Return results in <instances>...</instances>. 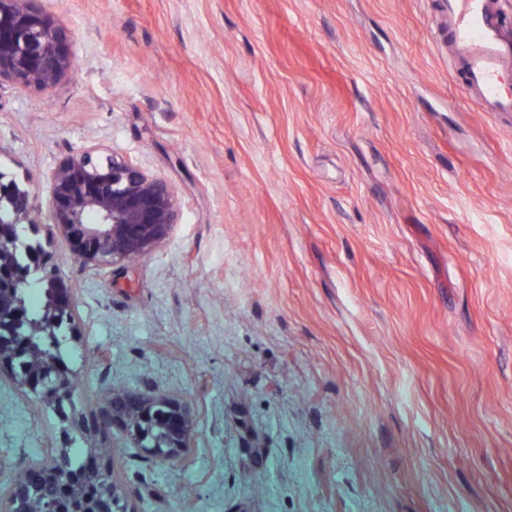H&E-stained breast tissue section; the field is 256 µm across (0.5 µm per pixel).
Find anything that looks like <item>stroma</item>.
<instances>
[{"instance_id": "1", "label": "stroma", "mask_w": 512, "mask_h": 512, "mask_svg": "<svg viewBox=\"0 0 512 512\" xmlns=\"http://www.w3.org/2000/svg\"><path fill=\"white\" fill-rule=\"evenodd\" d=\"M437 2L37 0L74 67L0 82V171L73 291L80 401L196 417L179 463L85 438L135 512H512V117L468 102ZM84 146L178 197L139 261L51 222ZM60 445L1 378L0 491Z\"/></svg>"}]
</instances>
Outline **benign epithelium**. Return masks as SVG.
<instances>
[{
    "mask_svg": "<svg viewBox=\"0 0 512 512\" xmlns=\"http://www.w3.org/2000/svg\"><path fill=\"white\" fill-rule=\"evenodd\" d=\"M72 51L67 33L34 0H0V81L24 88L55 83L70 70ZM31 191L24 183L0 178V372L30 394L43 398L61 424L64 444L72 432L86 427L83 413L68 398L54 396L53 387L67 382L52 351L58 348L57 332L72 338L76 331L71 289L55 271L48 242L39 238L40 225L28 222ZM50 217L69 236L81 260L111 267L146 257L164 240L176 223L178 201L172 188L117 155L103 157L91 147L73 152L59 166L49 200ZM41 285L47 305L38 320L29 317L24 297ZM131 404L139 415L124 428L130 443L156 461H174L190 447L195 426L192 411L165 396L115 394L102 411L107 424L116 409ZM171 413L178 428L165 447L152 448L142 431L145 422ZM90 480L98 494L84 496L86 483L74 480V471L61 453L51 462L22 469L5 494L0 512H61L57 489L66 486L82 501L83 512H128L120 505L121 492L112 471L100 466Z\"/></svg>",
    "mask_w": 512,
    "mask_h": 512,
    "instance_id": "1",
    "label": "benign epithelium"
}]
</instances>
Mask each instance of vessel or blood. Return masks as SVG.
Masks as SVG:
<instances>
[{
    "label": "vessel or blood",
    "instance_id": "1",
    "mask_svg": "<svg viewBox=\"0 0 512 512\" xmlns=\"http://www.w3.org/2000/svg\"><path fill=\"white\" fill-rule=\"evenodd\" d=\"M443 31L460 83L478 111L512 113V42L498 0H440Z\"/></svg>",
    "mask_w": 512,
    "mask_h": 512
}]
</instances>
